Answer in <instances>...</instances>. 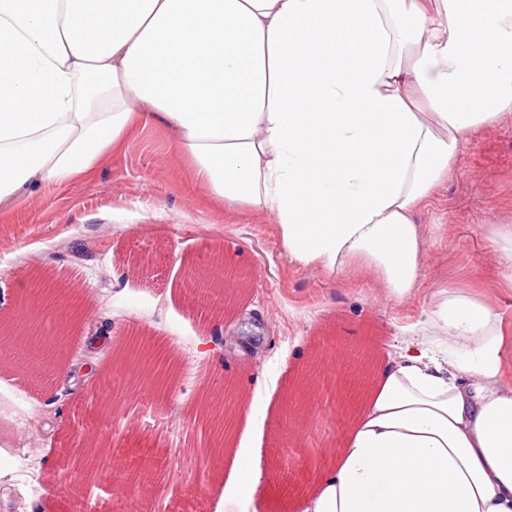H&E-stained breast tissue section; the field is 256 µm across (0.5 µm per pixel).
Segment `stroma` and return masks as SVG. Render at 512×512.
Returning a JSON list of instances; mask_svg holds the SVG:
<instances>
[{"instance_id":"1","label":"stroma","mask_w":512,"mask_h":512,"mask_svg":"<svg viewBox=\"0 0 512 512\" xmlns=\"http://www.w3.org/2000/svg\"><path fill=\"white\" fill-rule=\"evenodd\" d=\"M164 125L138 126L123 145L85 177L0 206V315L21 309L19 285L47 274L89 306L77 329L103 330L108 347H78L59 363L22 352L0 360V453H29V475L0 474V512H58L69 483L47 490L56 454L112 366V349L129 335L153 337L177 353L181 368L166 398L131 405L140 431L110 427L126 457L162 461L148 512H182L185 483L204 455L205 432L186 408L204 381L233 384L256 416L238 426L244 452L259 453L272 482L289 493L309 479L313 449L338 441L347 428L323 392L311 403L307 432L291 438L294 418L284 405L319 350L334 351L331 375L355 372L358 352L378 354L400 329L416 324L436 289L479 296L512 324V290L502 284L488 240L494 224L512 225V115L470 131L452 171L421 209L424 262L410 296L392 298L368 272L304 266L283 249L275 224L261 211L229 213L206 192ZM250 273L228 304L221 331L207 334L184 293L188 264L205 268L211 254ZM255 333H246L248 325ZM92 374H84L85 365ZM43 413L39 434L22 436V411Z\"/></svg>"}]
</instances>
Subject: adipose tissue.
<instances>
[{"label": "adipose tissue", "mask_w": 512, "mask_h": 512, "mask_svg": "<svg viewBox=\"0 0 512 512\" xmlns=\"http://www.w3.org/2000/svg\"><path fill=\"white\" fill-rule=\"evenodd\" d=\"M509 113L512 0H0V203L160 123L290 259L367 269L399 300L424 258L416 213L466 134ZM433 298L291 512H512V336L474 295ZM224 446L228 483L278 502Z\"/></svg>", "instance_id": "1"}]
</instances>
